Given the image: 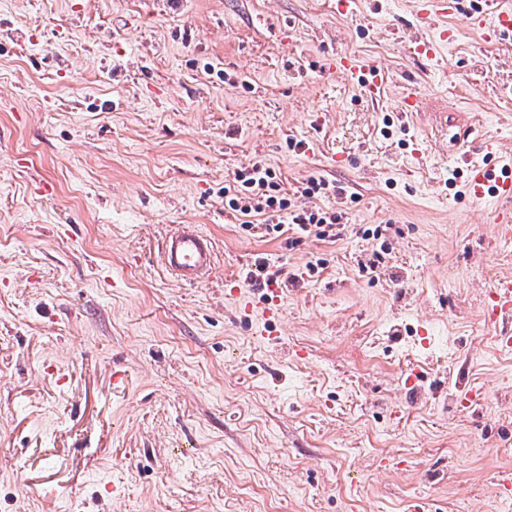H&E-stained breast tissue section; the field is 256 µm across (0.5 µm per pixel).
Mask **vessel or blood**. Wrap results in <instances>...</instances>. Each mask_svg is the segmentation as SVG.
Listing matches in <instances>:
<instances>
[{
	"instance_id": "vessel-or-blood-1",
	"label": "vessel or blood",
	"mask_w": 512,
	"mask_h": 512,
	"mask_svg": "<svg viewBox=\"0 0 512 512\" xmlns=\"http://www.w3.org/2000/svg\"><path fill=\"white\" fill-rule=\"evenodd\" d=\"M417 24L407 33L409 40L415 42L420 55L436 57L441 47L449 42L452 32L448 29L432 31L431 15L448 16L457 10L456 0H416ZM484 12L493 14L495 26L487 31V38L493 39L512 32V8L505 6L503 0H483ZM466 192L469 198L481 200L489 196L503 201L494 221L498 224H512V176L497 175L487 168L473 165L468 169ZM165 268L179 281L192 285L215 278L217 263L213 244L206 235L193 225H182L166 241L162 255ZM487 319L493 322L512 318V280L502 281L491 304L485 310ZM457 408L480 413L485 405V397L480 389L469 385H457L452 396Z\"/></svg>"
}]
</instances>
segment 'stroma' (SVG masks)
I'll return each instance as SVG.
<instances>
[{
    "label": "stroma",
    "mask_w": 512,
    "mask_h": 512,
    "mask_svg": "<svg viewBox=\"0 0 512 512\" xmlns=\"http://www.w3.org/2000/svg\"><path fill=\"white\" fill-rule=\"evenodd\" d=\"M413 2L0 0V512H512V351L483 318L512 237L465 193L512 167V34L459 0L428 60L397 35ZM254 158L342 235L231 218ZM312 176L332 192L297 196ZM176 224L217 279L162 271ZM259 256L282 292L248 285ZM451 400L458 409H466L474 414L480 413L485 405L483 392L470 385L458 384Z\"/></svg>",
    "instance_id": "obj_1"
}]
</instances>
